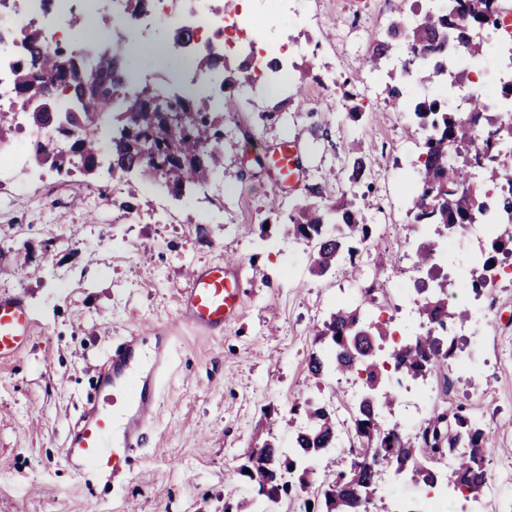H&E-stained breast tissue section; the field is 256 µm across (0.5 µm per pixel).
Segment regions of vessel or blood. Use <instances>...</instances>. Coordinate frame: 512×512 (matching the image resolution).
Returning <instances> with one entry per match:
<instances>
[{
  "label": "vessel or blood",
  "instance_id": "b4317fda",
  "mask_svg": "<svg viewBox=\"0 0 512 512\" xmlns=\"http://www.w3.org/2000/svg\"><path fill=\"white\" fill-rule=\"evenodd\" d=\"M295 147L282 149L269 159L275 186L300 176ZM235 262L205 268H191L181 294L179 322L220 332L241 305ZM33 319L21 297H0V362L11 360L27 345ZM167 337L156 339L148 371L140 376L130 372L131 358L117 355L112 372L102 379V402L88 409L66 441L65 458L73 475L84 481L128 471L132 452L141 444L142 431L157 410L153 395L156 380L167 362Z\"/></svg>",
  "mask_w": 512,
  "mask_h": 512
}]
</instances>
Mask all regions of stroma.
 <instances>
[{"mask_svg":"<svg viewBox=\"0 0 512 512\" xmlns=\"http://www.w3.org/2000/svg\"><path fill=\"white\" fill-rule=\"evenodd\" d=\"M396 5L305 0L311 21L301 27L255 16V36L305 45L290 66L304 93L282 103L258 82L245 108L240 88L225 90L224 170L193 194L177 200L158 181L105 167L87 176L43 165L0 179V296L23 297L35 325L27 348L0 363V512H224L249 498L238 469L265 435L290 446L287 430L269 429V414L287 415L308 398L349 408L359 395L345 381L308 374L316 331L336 308L372 285L375 314L392 317L397 334L418 330L419 318L397 316L424 238L405 200L418 177L404 133L410 116L386 111L385 80L363 65ZM353 140L372 151L373 234L360 250L395 262L378 273L362 263L356 279L342 259L316 276L312 244L286 236L281 217L306 199L308 185L324 182V197H335ZM289 143L302 177L276 192L271 171L252 160ZM329 171L336 177L328 181ZM386 185L395 206L382 201ZM273 199L280 213L272 217ZM228 256L241 263L239 316L220 334L178 323L186 270ZM469 308L479 318L457 342L475 366L433 372L424 405L476 410L494 440L495 512H512V272ZM152 328L171 331L159 411L133 469L88 487L66 466L67 434L111 370L113 349ZM381 489L389 512H413L429 492L390 470Z\"/></svg>","mask_w":512,"mask_h":512,"instance_id":"obj_1","label":"stroma"}]
</instances>
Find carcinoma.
Instances as JSON below:
<instances>
[{
	"label": "carcinoma",
	"mask_w": 512,
	"mask_h": 512,
	"mask_svg": "<svg viewBox=\"0 0 512 512\" xmlns=\"http://www.w3.org/2000/svg\"><path fill=\"white\" fill-rule=\"evenodd\" d=\"M408 0H401L398 15L392 19L381 40L366 56L372 70L382 69V60L405 47L420 61L448 55V40L470 59L483 54V44L473 32L496 21L503 8L502 0H448V11L428 12L419 23L405 22ZM32 46L31 65L16 75L19 92L27 97L54 98L62 89L76 104L75 111L64 116L66 133L71 137L69 152L34 150L37 165H70L87 174L98 167L100 153L93 118L106 116L112 122V171L154 174L160 177L168 193L180 197L193 188L206 185L220 168L224 156L219 149L221 119L214 116L209 96L184 93L176 105L184 114L182 125L175 130L160 119V106L154 90L144 87L133 95L123 89L135 74L128 57L112 51L100 52L92 68L73 52L60 55L44 50L35 31L26 35ZM385 92L391 106L404 102L401 79L387 73ZM251 70L245 62L237 65L236 75L224 79V85H253ZM122 99L119 112L112 111V97ZM409 134L417 129L428 131L419 161L420 179L412 189L408 210L412 223L432 232L415 251L414 268L426 272L429 286L416 299L419 316L425 324L435 325L414 336H407L388 356L398 373L414 379L426 378L434 369L448 366L455 340L449 328L470 319L468 312L457 311L448 303L444 281L433 276L436 259L442 253L443 238L463 224H473L489 211L484 192L468 184L467 169L483 170L486 182L496 186L505 178L501 156L512 143V123L488 118L479 113L465 121L458 112L448 111L439 96L414 103ZM487 125V135L476 132L479 123ZM347 183L342 185L330 204L304 201L288 216L286 233L292 237L321 244L311 265L314 275H322L347 254L355 264L358 249L372 235L366 223V193L361 188L367 176V157L356 143L347 153ZM500 211L495 213L497 230L481 256L469 257V286L476 295L489 289L488 270L498 255L512 254V192L498 197ZM375 301L374 289H366L353 305L338 309L316 331L321 346L308 357L309 376L322 380L334 373L347 377L362 376L365 391L356 400V408L347 425L352 434L350 465L333 473L330 482L321 485L317 495L321 512H388L377 491L379 466L392 465L395 471L408 472L417 484L441 483L453 490L475 494L488 482L487 454L489 434L474 414L462 406L438 408L423 422L414 436L401 432L397 425L384 424L386 416L398 405L379 352L390 336L387 323L367 319L366 306ZM290 412L302 415L303 424L293 433L291 446L283 451L272 440L252 450L239 475L246 478L263 503H274L273 489L283 496L297 489L311 487L314 473L311 462L336 447L341 422L336 411L325 404L306 399ZM453 455V467L443 472L435 467L436 457Z\"/></svg>",
	"instance_id": "obj_1"
}]
</instances>
